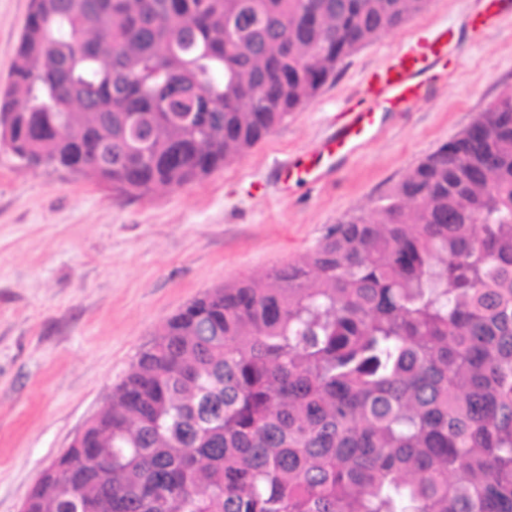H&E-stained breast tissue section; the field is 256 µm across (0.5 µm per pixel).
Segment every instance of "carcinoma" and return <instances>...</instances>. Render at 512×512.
Masks as SVG:
<instances>
[{
    "label": "carcinoma",
    "mask_w": 512,
    "mask_h": 512,
    "mask_svg": "<svg viewBox=\"0 0 512 512\" xmlns=\"http://www.w3.org/2000/svg\"><path fill=\"white\" fill-rule=\"evenodd\" d=\"M427 0H30L0 145L200 181ZM21 512H512V89L374 214L166 320Z\"/></svg>",
    "instance_id": "obj_1"
}]
</instances>
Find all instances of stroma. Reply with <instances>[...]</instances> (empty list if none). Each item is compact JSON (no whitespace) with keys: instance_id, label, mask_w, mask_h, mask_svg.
<instances>
[{"instance_id":"1","label":"stroma","mask_w":512,"mask_h":512,"mask_svg":"<svg viewBox=\"0 0 512 512\" xmlns=\"http://www.w3.org/2000/svg\"><path fill=\"white\" fill-rule=\"evenodd\" d=\"M30 0H0V87ZM475 0L424 11L346 59L334 81L202 182L129 197L0 149V512H20L42 472L108 403L166 320L208 288L300 261L341 216L371 213L424 156L512 87V19L474 22ZM454 32L448 75L317 185L277 169L336 130L364 75L400 47Z\"/></svg>"}]
</instances>
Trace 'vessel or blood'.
<instances>
[{
	"mask_svg": "<svg viewBox=\"0 0 512 512\" xmlns=\"http://www.w3.org/2000/svg\"><path fill=\"white\" fill-rule=\"evenodd\" d=\"M512 15V0H485L478 14L480 23L497 22ZM451 31L440 30L418 47L401 50L378 65L364 80L360 94L363 105L349 109L335 135L315 147L301 163L285 162L280 168L282 184L320 181L339 157L354 153L377 135L379 116L406 108L420 98L425 80L443 77L448 68V43Z\"/></svg>",
	"mask_w": 512,
	"mask_h": 512,
	"instance_id": "obj_1",
	"label": "vessel or blood"
}]
</instances>
